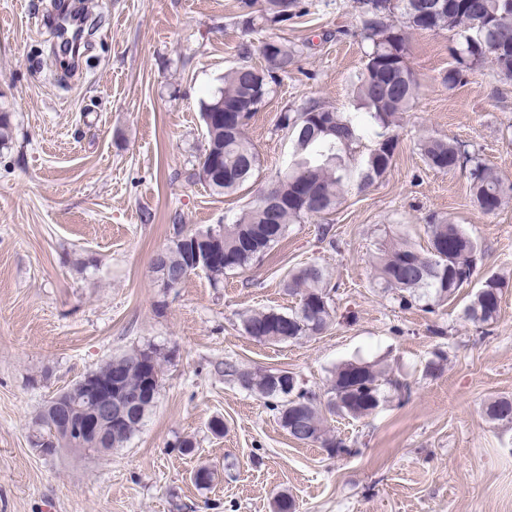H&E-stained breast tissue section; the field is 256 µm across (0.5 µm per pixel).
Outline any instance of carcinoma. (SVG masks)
Instances as JSON below:
<instances>
[{
    "label": "carcinoma",
    "instance_id": "1",
    "mask_svg": "<svg viewBox=\"0 0 512 512\" xmlns=\"http://www.w3.org/2000/svg\"><path fill=\"white\" fill-rule=\"evenodd\" d=\"M436 0H355L361 9L360 37L366 44L361 72L353 79L356 105L365 109V124L350 112L309 102L296 112L280 117V126L292 139L287 168L268 191L232 220L206 229L172 225L170 244L154 259L159 286L165 291L181 285L192 275L204 273L215 288L224 278L259 261L284 237L288 225L321 217L338 208L349 193H363L391 168L398 147L395 132L401 115L413 109L419 80L408 63L409 32L448 31L454 65L442 82L450 89L467 75L486 67L501 80L512 81V0H453L454 11H433L428 20L419 17L422 6ZM239 24L248 36L280 27L303 12L301 0H238ZM252 44L242 47V61L224 73L223 85L200 100L199 112L206 131V147L197 168L188 175L216 195L238 193L262 168L260 153L246 135L281 77L293 71L301 50L279 38L266 37L257 50L263 64L249 60ZM374 140L368 152L350 162L363 139ZM12 142L10 114L0 111V148ZM418 150L427 165L441 173L468 169L469 190L474 203L485 214L499 211L512 197V184L498 170L471 155L457 141L433 135L418 140ZM430 249L422 253L405 239L385 244L373 256L377 287L398 301L403 309L420 307L434 313L456 298L469 285L476 270L478 243L460 224L434 219L425 225ZM331 278L317 263L288 271L283 288L299 296L286 312L252 310L240 315L243 333L258 342H282L325 333L336 320ZM504 281L486 278L469 295L466 320L482 328L497 321ZM167 353L154 344H143L120 356L103 361L91 375L108 382L117 375L123 389L136 390L140 399L128 406L118 399V422L100 425L103 448H123L139 431L153 408L162 381ZM224 375L267 400L276 411L281 427L302 444H318L329 453H341L346 445L326 430L327 416L360 420L388 401L391 391L402 392L407 384L392 378L379 362L346 361L332 371L326 399L300 387L290 386L272 373L257 374L224 363ZM69 387L49 398L31 419V446L43 456H56L66 448L76 456L97 450L66 434L55 435L69 417L84 415L72 407ZM492 422L512 423V398L498 397L484 410Z\"/></svg>",
    "mask_w": 512,
    "mask_h": 512
}]
</instances>
